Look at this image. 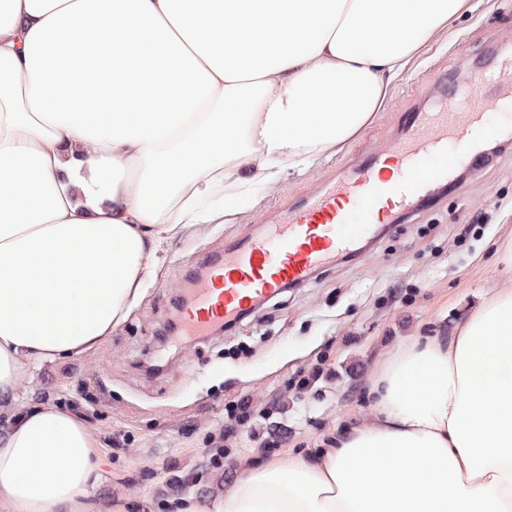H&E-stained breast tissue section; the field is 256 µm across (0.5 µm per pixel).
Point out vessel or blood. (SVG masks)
Segmentation results:
<instances>
[{
  "mask_svg": "<svg viewBox=\"0 0 512 512\" xmlns=\"http://www.w3.org/2000/svg\"><path fill=\"white\" fill-rule=\"evenodd\" d=\"M444 87L438 111L413 112L404 135L343 169L328 187L287 207L262 236L244 237L224 255L190 272L185 335L206 338L254 312L285 285L299 286L311 272L356 250L372 225L394 220L438 193L456 162L480 163L476 149L486 112L512 98V59L478 67L462 86ZM459 146L449 160V146Z\"/></svg>",
  "mask_w": 512,
  "mask_h": 512,
  "instance_id": "obj_1",
  "label": "vessel or blood"
}]
</instances>
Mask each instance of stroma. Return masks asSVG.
Segmentation results:
<instances>
[{
  "label": "stroma",
  "mask_w": 512,
  "mask_h": 512,
  "mask_svg": "<svg viewBox=\"0 0 512 512\" xmlns=\"http://www.w3.org/2000/svg\"><path fill=\"white\" fill-rule=\"evenodd\" d=\"M493 54L512 58V0H467L342 147L304 171L285 170L223 223L188 224L162 240L157 268L128 318L93 350L30 364L14 398H0V433L36 407L73 413L98 446L93 499L125 512H173L161 504L171 464L191 477L184 496L205 500L267 462L241 431L228 443L223 471L206 469L207 437L223 425L227 401L248 397L266 407L265 427L284 440L279 460L323 451L339 431L372 422L371 380L392 353L418 336L453 335L483 298L512 289V270L502 262L512 249V141L370 246L317 269L223 333L171 352L157 338L178 318L187 273L206 255L241 235H260L285 203L317 193L338 167L400 137L406 112L431 109L430 67L463 76ZM323 356L331 378L287 390L289 379Z\"/></svg>",
  "instance_id": "obj_1"
}]
</instances>
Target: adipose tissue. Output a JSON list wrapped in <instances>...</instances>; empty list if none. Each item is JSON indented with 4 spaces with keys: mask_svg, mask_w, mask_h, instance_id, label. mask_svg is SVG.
Returning a JSON list of instances; mask_svg holds the SVG:
<instances>
[{
    "mask_svg": "<svg viewBox=\"0 0 512 512\" xmlns=\"http://www.w3.org/2000/svg\"><path fill=\"white\" fill-rule=\"evenodd\" d=\"M462 0H0V395L124 322L158 240L336 150ZM372 424L180 512H512V291L401 347ZM95 441L0 436L7 512H87Z\"/></svg>",
    "mask_w": 512,
    "mask_h": 512,
    "instance_id": "1",
    "label": "adipose tissue"
}]
</instances>
